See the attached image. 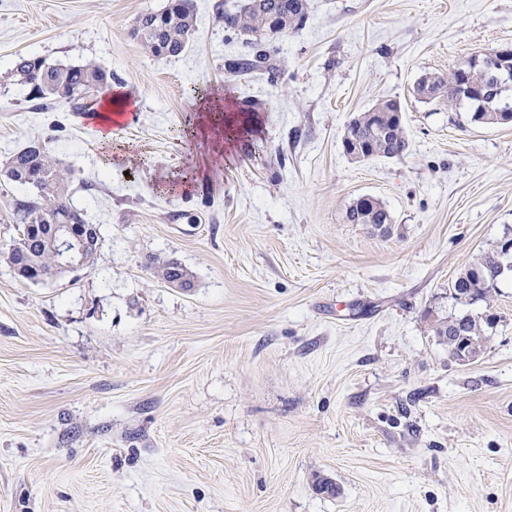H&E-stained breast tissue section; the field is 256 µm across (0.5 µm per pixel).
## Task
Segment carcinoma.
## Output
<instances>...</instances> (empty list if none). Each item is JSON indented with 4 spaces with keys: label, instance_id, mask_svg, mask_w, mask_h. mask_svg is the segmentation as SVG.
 Wrapping results in <instances>:
<instances>
[{
    "label": "carcinoma",
    "instance_id": "carcinoma-1",
    "mask_svg": "<svg viewBox=\"0 0 512 512\" xmlns=\"http://www.w3.org/2000/svg\"><path fill=\"white\" fill-rule=\"evenodd\" d=\"M306 0H243L235 11H224V25L256 36L253 53L238 61L231 70L249 74L269 69L268 53L263 40L283 35L301 26L306 19ZM195 28L191 0H167L155 12L137 17L132 36L155 56H176L186 50ZM16 84L30 88L35 99H66L77 111L91 108L95 94L112 83V73L101 64H52L43 57L17 59L13 69ZM476 88L489 82L486 71L474 67L468 76L454 69L443 76H427L419 80L416 94L423 100L437 101L450 107L467 103L471 120L481 124L512 121V76L508 77L492 96L483 100L460 94L463 79ZM348 141L363 148L371 158L392 159L403 155L408 147L400 105L386 100L354 117L346 126ZM4 176L20 185H31L33 195L13 200V212L21 224L20 237L8 254V262L22 281H42L57 273L58 254L45 238L56 224H72L88 242L84 251L86 265L94 263L101 245L100 227L88 223L83 214L70 204L71 180L49 149L40 143L31 144L9 158ZM352 224H369L387 233L392 224L387 209L376 199L367 197L353 202L347 209ZM512 271V238L501 241L497 249L482 256L476 264L461 273L451 283V297L459 303L490 302L499 288L505 271ZM160 278L180 288L191 286V274L181 264L171 261L159 267ZM497 319L493 313L462 314L439 321L434 326L436 336L448 345V353L457 361L467 363L481 353L484 331Z\"/></svg>",
    "mask_w": 512,
    "mask_h": 512
}]
</instances>
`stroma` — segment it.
Wrapping results in <instances>:
<instances>
[{"instance_id": "1", "label": "stroma", "mask_w": 512, "mask_h": 512, "mask_svg": "<svg viewBox=\"0 0 512 512\" xmlns=\"http://www.w3.org/2000/svg\"><path fill=\"white\" fill-rule=\"evenodd\" d=\"M237 3L193 0L188 48L158 57L131 31L165 0H0V164L46 143L102 234L92 266L20 281L25 189L0 180V512H512V282L475 361L432 331L488 308L448 286L512 236V123L414 93L512 46V0H307L246 76ZM21 56L111 70L128 170L95 111L14 83ZM386 99L408 151L351 160L346 124ZM363 195L390 235L349 223ZM128 104L127 98L121 96H113L105 102L102 108L104 112L103 123L108 127L100 131V140L103 148V159L102 163L104 167L112 169L119 165L129 164L133 159L129 154L123 152L120 146H115L114 134L109 128L110 125L118 124L117 118L123 115V109ZM112 112L116 118H112ZM158 274L160 278L170 285L180 288L191 287V274L178 262H167L159 267Z\"/></svg>"}]
</instances>
